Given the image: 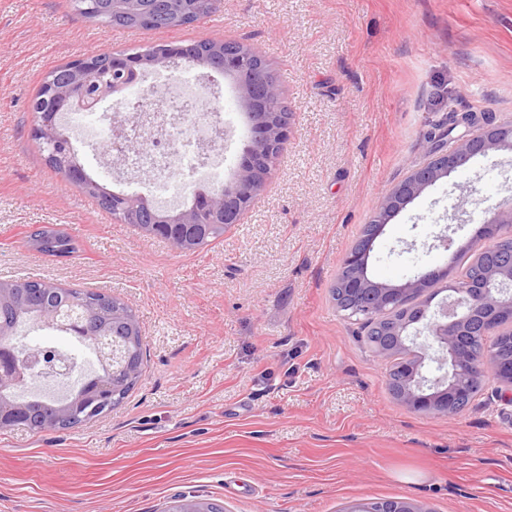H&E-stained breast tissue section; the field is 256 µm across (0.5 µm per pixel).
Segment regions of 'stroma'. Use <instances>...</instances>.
I'll return each instance as SVG.
<instances>
[{
    "label": "stroma",
    "mask_w": 512,
    "mask_h": 512,
    "mask_svg": "<svg viewBox=\"0 0 512 512\" xmlns=\"http://www.w3.org/2000/svg\"><path fill=\"white\" fill-rule=\"evenodd\" d=\"M224 39L272 68L291 136L240 223L204 251L121 224L46 160L31 102L54 67L92 52ZM231 139L247 141L236 83L211 74ZM512 119V0H222L177 29H112L68 0H0V280L121 298L146 360L121 404L68 430L0 431V512H164L177 496L224 512H343L411 499L430 512H512V404L486 377L448 416L386 388L388 361L331 288L385 193L426 158L449 109ZM512 153L477 156L391 218L369 272L399 284L454 268L499 204ZM60 225L77 251L42 255ZM452 233L451 249L435 239ZM27 238L30 246L47 256L67 257L76 252L70 235L56 227L44 226L30 232Z\"/></svg>",
    "instance_id": "35a3bbf8"
}]
</instances>
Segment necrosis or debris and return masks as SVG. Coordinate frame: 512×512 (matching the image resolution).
<instances>
[{
    "mask_svg": "<svg viewBox=\"0 0 512 512\" xmlns=\"http://www.w3.org/2000/svg\"><path fill=\"white\" fill-rule=\"evenodd\" d=\"M205 86L197 75L155 71L144 88L107 111L68 112L64 118L91 150L112 148L116 129H123L137 147L123 154L119 170L147 175L156 200L180 204L198 186L219 188L224 170V146L216 141L219 115L203 98Z\"/></svg>",
    "mask_w": 512,
    "mask_h": 512,
    "instance_id": "1",
    "label": "necrosis or debris"
}]
</instances>
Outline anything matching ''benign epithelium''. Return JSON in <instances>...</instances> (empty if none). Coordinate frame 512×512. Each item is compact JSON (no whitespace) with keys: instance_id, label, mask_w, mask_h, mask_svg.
<instances>
[{"instance_id":"obj_1","label":"benign epithelium","mask_w":512,"mask_h":512,"mask_svg":"<svg viewBox=\"0 0 512 512\" xmlns=\"http://www.w3.org/2000/svg\"><path fill=\"white\" fill-rule=\"evenodd\" d=\"M171 52L156 49L147 56L130 55L115 57L112 72H120L136 82V64L170 67ZM70 83L59 87L54 80L44 83L50 98L66 105L71 112H95L99 105L121 92L126 84L105 80L99 74L95 61L81 57L68 63ZM224 75L235 76L240 90V100L248 110L249 149L257 159L273 160L287 146L290 134L289 120L280 112H260L258 108L268 101L280 97V90L271 84L256 68L250 53L242 49L235 54L224 56ZM35 134L45 144L47 161H64L75 175L83 172L78 152L71 147V141L58 124V111L42 114L34 127ZM490 151L512 153V121L492 122L475 132L457 140L454 148L442 150L430 147L427 160L414 166L406 178L385 195L371 223L382 230L390 218L400 212L413 199L420 196L438 180L463 167L471 158L486 155ZM264 173L251 164L238 166L232 183L224 185V192H216L206 202V212L213 224H235L246 211L254 196L263 185ZM194 213L173 210L158 224L148 230L158 235L179 250L188 242L176 237L171 230L179 224H194ZM490 234H483L486 243L478 249L484 267L483 279L473 289H461L455 284L448 285L452 292L449 300L438 307L425 303L412 314L388 317L384 307L391 301L400 300L411 294H422L428 290L432 279L440 272L435 269L423 270L399 285L377 282L368 273L369 259L373 244L352 247L346 255L339 285L336 305L349 315H364L385 322L383 339L373 346V352L380 359L397 355L405 358L393 379L394 397L407 407L418 412L452 415L456 413L458 401L474 387L492 375L499 384L500 397L512 403V355L506 360L495 361L486 369L473 359V374L466 383L458 378V368L466 358L469 337L484 331L505 317L512 320V254L492 262L487 256L496 250V235L493 230L498 224H512V203L498 208L487 220ZM43 321H52L67 333L82 334V318L74 308L50 305L39 312ZM435 352L434 360L441 374L430 377L424 371V358L413 351L417 341ZM97 352L102 363L112 365V378L118 379L131 373L132 355L125 339L120 336H106L99 339ZM26 367L37 371L42 377L59 379L69 374V362L52 347H29L24 351ZM19 374L13 357L0 353V428L8 429L17 425L18 404L8 396ZM342 512H429L423 505L405 499H380L373 502L353 503Z\"/></svg>"}]
</instances>
